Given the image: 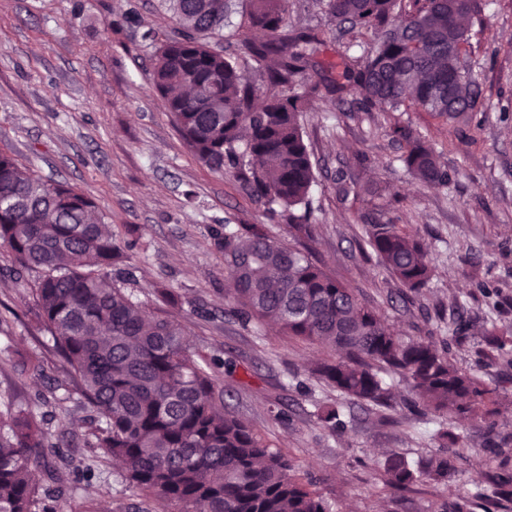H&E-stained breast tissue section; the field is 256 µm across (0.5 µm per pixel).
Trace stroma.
Returning a JSON list of instances; mask_svg holds the SVG:
<instances>
[{
	"label": "stroma",
	"mask_w": 512,
	"mask_h": 512,
	"mask_svg": "<svg viewBox=\"0 0 512 512\" xmlns=\"http://www.w3.org/2000/svg\"><path fill=\"white\" fill-rule=\"evenodd\" d=\"M482 3L467 58L480 91L477 143L450 140L447 124L421 109L366 114L326 91L304 112L302 127L316 166L315 259L372 300L396 333L446 343L459 368L497 387L498 437L512 446V367L483 365L478 355L487 314L501 329L512 328V0ZM173 25L156 0H0V151L48 184L82 191L117 238L137 241L130 290L148 310H169L193 346L236 363L222 376L225 410L270 447L289 450L333 512H431L442 500L472 501V512H512L481 495L489 473L512 467V449L494 453L482 423L455 422L471 454L447 484L383 490L375 465L384 451L414 461L428 454L434 418L396 409L392 421L368 420L348 405L343 432L322 430L313 413L336 403L337 394L321 384L305 394L299 383L333 352L265 322L245 331L225 317L231 285L210 229L263 223V208L234 178L197 161L153 86L154 46L143 34ZM394 122L434 144L451 173L448 186L421 183L406 171L399 146L384 133ZM340 170L369 189L366 200L337 196ZM384 213L421 241L434 267L429 286L407 304L402 285L377 259L364 258L356 241L358 226ZM485 284L500 290L496 309L480 293ZM162 288L177 291L178 305L167 306ZM456 318L467 322L465 335L448 331ZM48 344L29 288L0 276V407L51 411L53 430L84 434L85 414L75 402L51 410L38 399L67 381L57 358L40 375L22 376L14 367L17 352ZM280 413L286 421H277ZM67 499L73 512H136L137 499L114 462L103 479L71 484Z\"/></svg>",
	"instance_id": "1"
}]
</instances>
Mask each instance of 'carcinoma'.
<instances>
[{
  "label": "carcinoma",
  "mask_w": 512,
  "mask_h": 512,
  "mask_svg": "<svg viewBox=\"0 0 512 512\" xmlns=\"http://www.w3.org/2000/svg\"><path fill=\"white\" fill-rule=\"evenodd\" d=\"M245 23L270 33L247 45L244 57L221 49L228 0H160L174 27L157 43L153 83L166 98L182 139L212 171L237 179L265 206V224H220L210 229L224 253V271L234 283L224 314L248 329L255 320L280 324L294 336L319 342L336 358L314 371L338 396L385 418L392 393L379 376L398 375L406 407L448 424L438 446L417 466L390 452L377 466L386 490L419 482L448 483L464 449L449 425L460 417L494 430L496 391L463 371L431 337L404 339L384 324L374 306L337 282L312 258L307 243L315 226L307 214L315 184L314 163L301 115L321 89L360 96L366 112H405L420 107L448 121L449 132L477 142L482 129L475 112L478 91L464 66L470 19L479 0H326L338 32L371 35L375 47L361 62L335 49L339 62L320 59L323 34L293 30L288 0H247ZM257 79L245 82L242 70ZM453 105H448V92ZM404 144L402 161L419 180L448 185V166L410 126L386 127ZM94 202L68 185L51 186L15 158L0 152V246L15 261L9 276L28 286L37 319L50 333L70 386L92 413L82 438L90 449L80 477L89 482L105 463L124 464L122 482L151 503L169 502L181 512H331L328 500L299 474L289 455L269 448L245 421L224 412L218 369L235 367L216 355L193 350L183 325L165 311L146 314L143 304L119 284L133 275L137 242H120L102 219L90 221ZM288 223L295 244L271 237L268 225ZM362 237L382 267L415 291L433 269L419 240L388 217L361 225ZM507 338L487 330L482 354L503 357ZM44 356L17 353L24 374L42 369ZM0 422V512H62V490L39 488L31 470L43 464L49 479H61L72 462L74 440L57 437L50 419L6 410ZM316 423L334 432L344 426L336 405L315 412ZM494 495L512 498V472L493 474Z\"/></svg>",
  "instance_id": "carcinoma-1"
}]
</instances>
